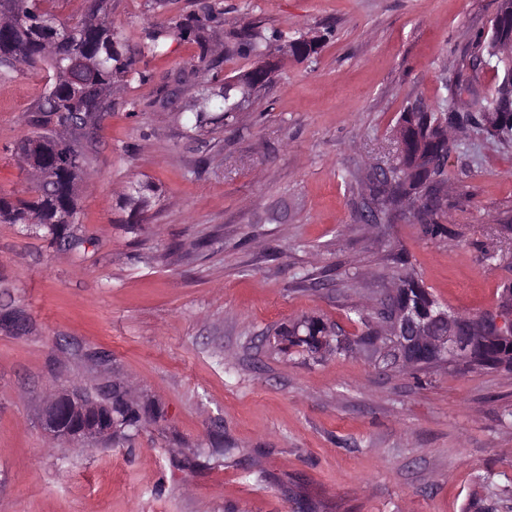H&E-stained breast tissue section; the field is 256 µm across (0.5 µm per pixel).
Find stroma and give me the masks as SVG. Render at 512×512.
Returning <instances> with one entry per match:
<instances>
[{
	"label": "stroma",
	"mask_w": 512,
	"mask_h": 512,
	"mask_svg": "<svg viewBox=\"0 0 512 512\" xmlns=\"http://www.w3.org/2000/svg\"><path fill=\"white\" fill-rule=\"evenodd\" d=\"M211 70L156 106L197 46L146 49L192 0H110L144 80L116 94L77 184L85 248L0 222V512H512V372L387 365L355 346L312 359L283 326L316 316L356 338L351 310L402 272L449 312L494 310L512 285V144L467 126L445 169L442 235L370 189L414 105L476 112L497 78L474 58L499 0H223ZM252 27L324 36L212 132L188 135L202 91L250 69L221 52ZM45 72L0 79V196H23L16 152ZM457 91V90H456ZM148 188L151 207L127 199ZM121 382L162 415L126 439L48 444L49 395ZM233 447L223 463L173 456Z\"/></svg>",
	"instance_id": "obj_1"
}]
</instances>
